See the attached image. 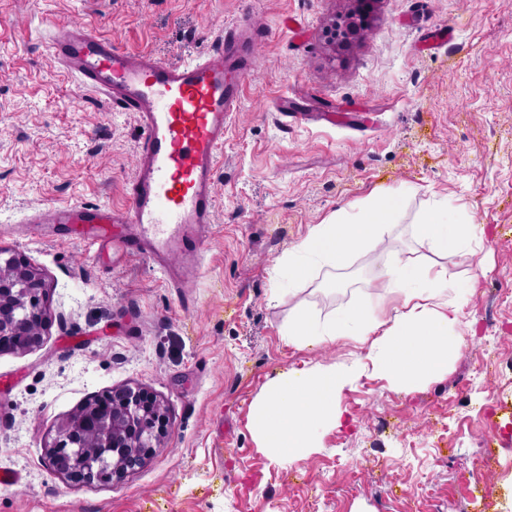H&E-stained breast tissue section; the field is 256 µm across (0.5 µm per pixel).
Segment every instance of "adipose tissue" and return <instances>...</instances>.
Segmentation results:
<instances>
[{"mask_svg": "<svg viewBox=\"0 0 512 512\" xmlns=\"http://www.w3.org/2000/svg\"><path fill=\"white\" fill-rule=\"evenodd\" d=\"M399 214L395 191L374 195L352 211L337 210L289 251V276L307 279L311 268L306 259L310 256L344 264L354 248L375 240L384 227L397 223ZM419 232L445 252L466 243L474 235L475 225L460 219L447 202L440 201L424 215ZM381 275L406 299L420 300V308L379 314L361 307L326 322L302 310L288 325L289 340L301 346L319 336L357 337L368 344L374 371L405 387L440 372L448 358V336L454 321L446 312L428 306L447 290L448 278L445 271L419 269L398 258L392 259ZM363 370L358 361L335 363L277 379L253 411V427L262 448L277 460L296 461L299 450L311 446L320 427L341 425L336 398Z\"/></svg>", "mask_w": 512, "mask_h": 512, "instance_id": "obj_1", "label": "adipose tissue"}]
</instances>
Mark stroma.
I'll return each mask as SVG.
<instances>
[{
	"label": "stroma",
	"mask_w": 512,
	"mask_h": 512,
	"mask_svg": "<svg viewBox=\"0 0 512 512\" xmlns=\"http://www.w3.org/2000/svg\"><path fill=\"white\" fill-rule=\"evenodd\" d=\"M347 0H0V245L51 284L43 343L0 354V512H512V0H375L344 51L325 32ZM264 33L216 171L197 275L172 288L124 235L101 248L36 224L45 207L127 203L143 129L79 89L47 51L52 25L94 29L165 61L226 28ZM452 38L433 49L436 30ZM403 196L399 223L346 263L292 280L288 252L339 208ZM474 218L445 252L418 235L434 199ZM448 272L462 346L442 373L397 388L365 369L295 463L271 458L254 405L286 372L365 358L354 337L296 347L299 308L329 320L404 296L392 257ZM124 385L161 398L172 430L115 484L52 473L44 444L80 404Z\"/></svg>",
	"instance_id": "obj_1"
}]
</instances>
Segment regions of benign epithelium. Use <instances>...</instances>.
Listing matches in <instances>:
<instances>
[{
	"label": "benign epithelium",
	"mask_w": 512,
	"mask_h": 512,
	"mask_svg": "<svg viewBox=\"0 0 512 512\" xmlns=\"http://www.w3.org/2000/svg\"><path fill=\"white\" fill-rule=\"evenodd\" d=\"M337 23L332 39L343 50L368 29L373 0ZM51 287L44 273L17 251L0 246V353H25L43 342L50 321ZM170 433L164 401L140 386L114 388L91 398L63 420L46 445L45 459L73 458L59 472L72 483L114 484L144 465Z\"/></svg>",
	"instance_id": "obj_1"
}]
</instances>
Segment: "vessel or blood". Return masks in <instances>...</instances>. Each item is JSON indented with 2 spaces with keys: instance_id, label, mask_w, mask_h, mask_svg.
<instances>
[{
  "instance_id": "vessel-or-blood-1",
  "label": "vessel or blood",
  "mask_w": 512,
  "mask_h": 512,
  "mask_svg": "<svg viewBox=\"0 0 512 512\" xmlns=\"http://www.w3.org/2000/svg\"><path fill=\"white\" fill-rule=\"evenodd\" d=\"M257 31H229L207 55L162 61L133 53L81 27H57L48 48L80 89L137 113L145 131L137 151L129 203L121 210L55 206L47 224L94 245L111 240L112 227L128 224L131 237L154 264L170 252L201 255L215 214V170L226 123L240 104L245 73L240 62L256 58Z\"/></svg>"
}]
</instances>
